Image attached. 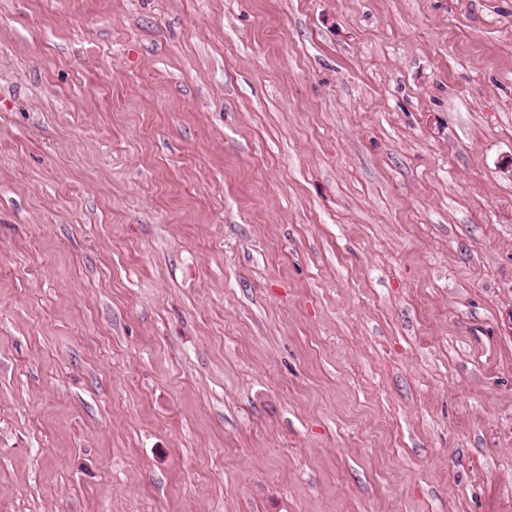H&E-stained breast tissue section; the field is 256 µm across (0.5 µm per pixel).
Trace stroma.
<instances>
[{"mask_svg":"<svg viewBox=\"0 0 512 512\" xmlns=\"http://www.w3.org/2000/svg\"><path fill=\"white\" fill-rule=\"evenodd\" d=\"M512 0H0V512H512Z\"/></svg>","mask_w":512,"mask_h":512,"instance_id":"stroma-1","label":"stroma"}]
</instances>
